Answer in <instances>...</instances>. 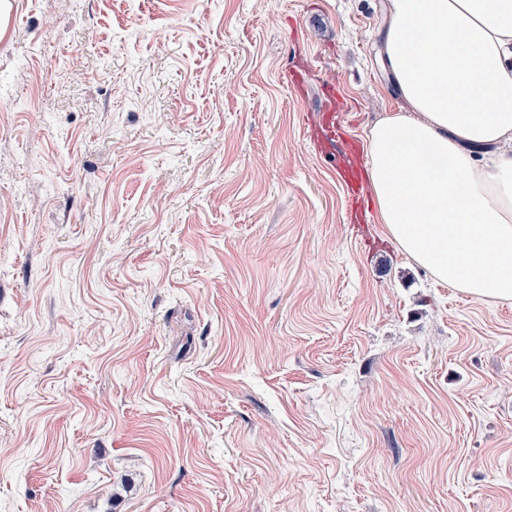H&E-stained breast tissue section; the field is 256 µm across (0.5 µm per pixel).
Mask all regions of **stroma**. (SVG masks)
Returning a JSON list of instances; mask_svg holds the SVG:
<instances>
[{
    "mask_svg": "<svg viewBox=\"0 0 512 512\" xmlns=\"http://www.w3.org/2000/svg\"><path fill=\"white\" fill-rule=\"evenodd\" d=\"M386 0H7L0 512H512V302L350 221ZM339 174L344 177L347 186L356 194L363 193L362 169L359 166L357 156L354 153H345L337 160Z\"/></svg>",
    "mask_w": 512,
    "mask_h": 512,
    "instance_id": "obj_1",
    "label": "stroma"
}]
</instances>
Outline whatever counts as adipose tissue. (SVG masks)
<instances>
[{
    "instance_id": "1",
    "label": "adipose tissue",
    "mask_w": 512,
    "mask_h": 512,
    "mask_svg": "<svg viewBox=\"0 0 512 512\" xmlns=\"http://www.w3.org/2000/svg\"><path fill=\"white\" fill-rule=\"evenodd\" d=\"M403 105L364 132L378 223L435 277L512 300V0H388Z\"/></svg>"
}]
</instances>
